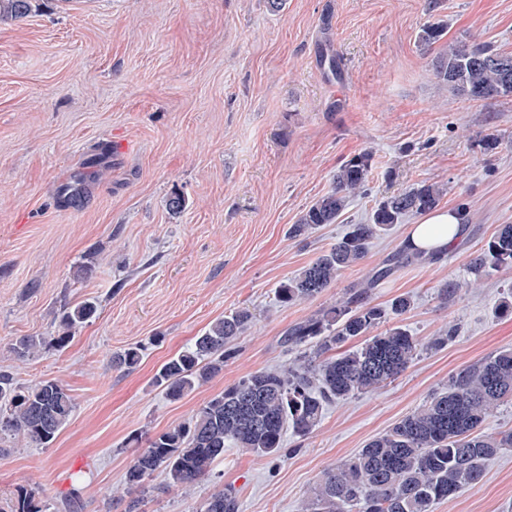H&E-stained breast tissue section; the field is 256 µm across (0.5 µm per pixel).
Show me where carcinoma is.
<instances>
[{
    "label": "carcinoma",
    "instance_id": "cac0c4a2",
    "mask_svg": "<svg viewBox=\"0 0 512 512\" xmlns=\"http://www.w3.org/2000/svg\"><path fill=\"white\" fill-rule=\"evenodd\" d=\"M32 0H0V22L21 19ZM446 36V27L428 22L419 42L426 49ZM433 75L454 92L472 101L512 96V53L489 43L446 44L433 59ZM372 171V154L363 152L341 165L333 187L315 200L288 227V238L304 239L323 224H335L351 197L364 190ZM445 188L421 181L375 206L365 224H349L331 244L299 273L280 284L276 299L283 305L312 300L345 270L368 255L372 239L410 214L438 207ZM434 257L408 249L395 252L375 268L366 282L342 299L290 325L281 338L298 356L280 369H260L211 395L187 420L146 438L127 468L124 484L132 495L127 512H138L150 493L148 480L158 470L165 488L189 487L211 476L215 462L228 447L256 458L283 451L288 431L306 436L321 421L325 407L336 400L369 392L398 377L424 350H435L451 336L420 343L407 330L392 326L373 330L387 316L409 311L408 297L395 299L390 309L372 306L370 292L406 264H426ZM512 269V224L500 227L487 249L470 263L479 278L491 268ZM97 312L90 301L61 309L58 335L23 336L13 345L19 359L47 347L61 350L72 329ZM254 313L235 309L211 322L205 331L157 370L154 384L170 400H178L208 384L224 370V359L235 339L253 323ZM363 344L343 349L352 339ZM146 346L137 344L112 356V366L132 372ZM512 400V348H503L457 371L425 403L374 437L354 455L325 470L309 488L303 512H432L441 501L478 488L487 462L512 448V428L495 435L483 432L485 422ZM76 403L58 379L21 386L7 371L0 372V440L21 438L45 447L72 420ZM48 505L31 492L21 493L11 512H47ZM236 496L219 491L205 500L200 512H238Z\"/></svg>",
    "mask_w": 512,
    "mask_h": 512
}]
</instances>
